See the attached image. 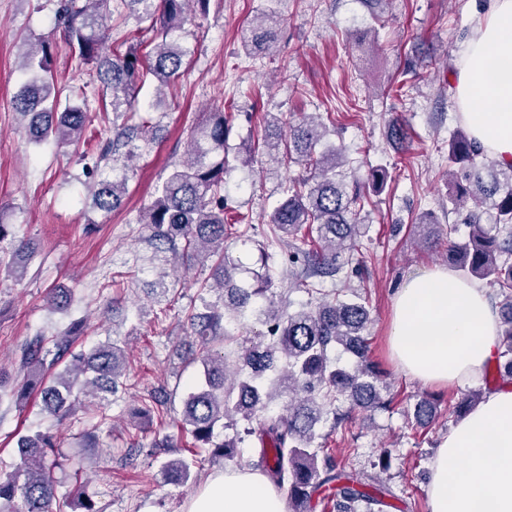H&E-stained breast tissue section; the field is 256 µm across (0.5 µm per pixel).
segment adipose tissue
Wrapping results in <instances>:
<instances>
[{"label": "adipose tissue", "mask_w": 512, "mask_h": 512, "mask_svg": "<svg viewBox=\"0 0 512 512\" xmlns=\"http://www.w3.org/2000/svg\"><path fill=\"white\" fill-rule=\"evenodd\" d=\"M455 100L471 135L500 164H512V0H490L460 59ZM500 315L484 287L436 268L398 289L391 356L430 385L481 379L499 345ZM430 512H512V387L489 393L440 444L428 484ZM184 512H284L266 477L236 467L216 475Z\"/></svg>", "instance_id": "obj_1"}]
</instances>
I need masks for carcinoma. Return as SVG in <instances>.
<instances>
[{"label": "carcinoma", "mask_w": 512, "mask_h": 512, "mask_svg": "<svg viewBox=\"0 0 512 512\" xmlns=\"http://www.w3.org/2000/svg\"><path fill=\"white\" fill-rule=\"evenodd\" d=\"M209 0H59L56 12L74 57L81 65L95 68L103 90L111 97L117 119L114 137L99 158L97 180L89 186L98 209H116L126 195L129 166L140 146L135 144L151 124V117L136 112L138 95L145 84L159 94L179 77L187 50L181 39L186 7L193 3L200 12ZM133 16L141 27L119 42L111 41L112 21ZM280 17L268 7L250 20L241 47L249 56H264L276 47ZM50 43L38 40L27 45L20 69L27 75L15 97V110L26 121L30 140L48 139L60 147L79 143L92 126L95 115L87 104L59 110V101L47 74L51 69ZM282 123L265 133L262 142L246 146V155L262 152L286 163H299L310 170L299 187L286 190L270 223L275 240L289 246V262L303 261L306 277L348 278L347 267L361 253L368 225L359 218L363 195L358 182L349 185L340 150L320 148L327 127L315 117H303L290 126L289 138ZM229 128L224 112H209L201 125L190 130L188 159L174 166L158 186L152 204L140 223L153 228V238L174 256L176 266L211 262L215 287L224 291L222 304H207L189 315L203 352L201 380L189 388L181 414L183 427L195 442L212 448V455L231 459L239 454L244 439L259 448L257 466L271 485L288 493L291 512H310L313 495L332 484L324 496L329 512H383L385 498L394 496L383 482L363 484L329 459H320L315 426L328 414V406L346 402L348 411L333 412L336 425L355 410L367 412L390 404L383 391L382 372L369 359L365 336L370 313L360 295L341 300L320 299L315 306L293 313L267 299L278 287L276 272L263 265L253 273L254 283L245 287L238 275L243 265L224 255V164ZM388 139L400 145L409 139V129L399 120L390 121ZM448 212L468 225L467 239L451 247V265L477 279L496 284L504 302L500 308L501 343L487 378L512 383V165L502 166L487 158L483 147L468 131L460 129L448 143ZM34 253L33 243L22 238L10 242V251L0 250V266L21 279ZM71 292L53 289L47 303L56 310L70 305ZM257 311L266 331L246 338L235 364L210 348L220 336H228L224 315ZM84 320L77 319L47 347L43 338L30 343L22 353L28 378L11 390L16 399L26 398L31 375L46 363L52 365L71 355L70 363L54 384L41 389V401L53 415L67 412L66 402L74 391L92 396L97 390L114 394L127 374L125 347L112 342L88 352L72 353ZM354 358L350 366L329 356L333 347ZM289 395L288 405L272 411L275 398ZM164 397L156 393L135 411V417L161 416ZM412 417L420 425L435 420L432 401L421 399ZM246 422L244 436L214 442L217 425ZM20 462L0 478V512H52L56 480L47 459L54 453L51 436L22 435L17 440ZM169 480L192 481L191 464L183 459L164 463ZM22 506L15 507V500Z\"/></svg>", "instance_id": "carcinoma-1"}]
</instances>
